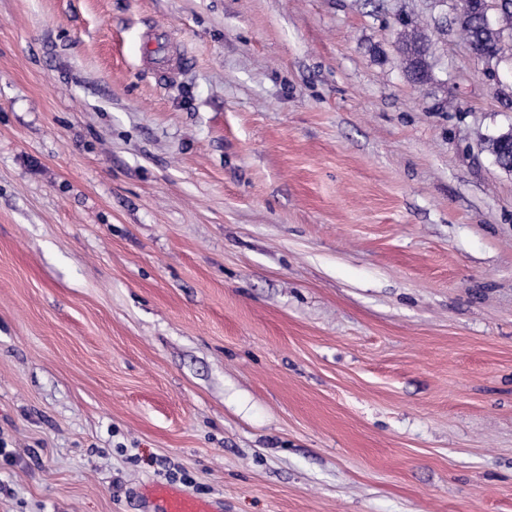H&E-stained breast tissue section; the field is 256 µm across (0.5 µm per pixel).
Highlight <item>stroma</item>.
<instances>
[{
    "label": "stroma",
    "instance_id": "35a3bbf8",
    "mask_svg": "<svg viewBox=\"0 0 512 512\" xmlns=\"http://www.w3.org/2000/svg\"><path fill=\"white\" fill-rule=\"evenodd\" d=\"M460 7L0 0V512H512V38ZM503 1L504 4L498 10L491 25H481L476 15L471 13H469V18L459 25L472 52L488 66L498 58L501 52L504 32L512 31V0ZM403 28L399 33V49L406 58L408 71L418 83H424L429 79L432 69L427 68L424 54L433 51V43L422 35L412 20L405 21ZM153 494L164 500V512H209L203 504L167 488H157Z\"/></svg>",
    "mask_w": 512,
    "mask_h": 512
}]
</instances>
